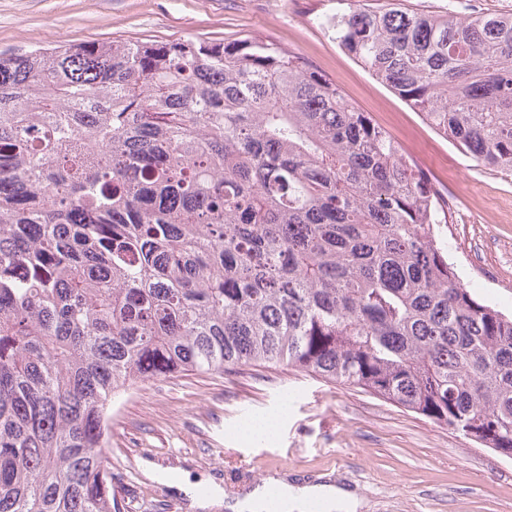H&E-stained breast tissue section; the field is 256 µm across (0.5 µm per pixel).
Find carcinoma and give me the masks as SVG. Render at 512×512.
<instances>
[{
    "instance_id": "1",
    "label": "carcinoma",
    "mask_w": 512,
    "mask_h": 512,
    "mask_svg": "<svg viewBox=\"0 0 512 512\" xmlns=\"http://www.w3.org/2000/svg\"><path fill=\"white\" fill-rule=\"evenodd\" d=\"M330 33L512 176V15L337 0ZM448 206L335 80L278 44L0 54V512H120L112 402L273 364L512 459V316L464 286Z\"/></svg>"
}]
</instances>
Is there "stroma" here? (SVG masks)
I'll return each instance as SVG.
<instances>
[{
    "label": "stroma",
    "instance_id": "stroma-1",
    "mask_svg": "<svg viewBox=\"0 0 512 512\" xmlns=\"http://www.w3.org/2000/svg\"><path fill=\"white\" fill-rule=\"evenodd\" d=\"M461 19L512 13V0H407ZM336 0H0V53L63 41L231 40L292 50L346 96L431 179L448 206V260L478 299L512 314V176L479 166L368 74L321 25ZM269 416L265 434L239 427ZM107 455L123 512H191L176 485L218 483L235 496L279 475L355 489L362 512H512V459L347 385L279 367L149 381L112 406Z\"/></svg>",
    "mask_w": 512,
    "mask_h": 512
}]
</instances>
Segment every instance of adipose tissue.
Returning <instances> with one entry per match:
<instances>
[{"mask_svg":"<svg viewBox=\"0 0 512 512\" xmlns=\"http://www.w3.org/2000/svg\"><path fill=\"white\" fill-rule=\"evenodd\" d=\"M280 492V512H303L310 499H321L326 512H360L363 500L351 489L332 483L296 485L277 476L267 477L242 497L226 502L227 512H265L270 488Z\"/></svg>","mask_w":512,"mask_h":512,"instance_id":"obj_1","label":"adipose tissue"}]
</instances>
